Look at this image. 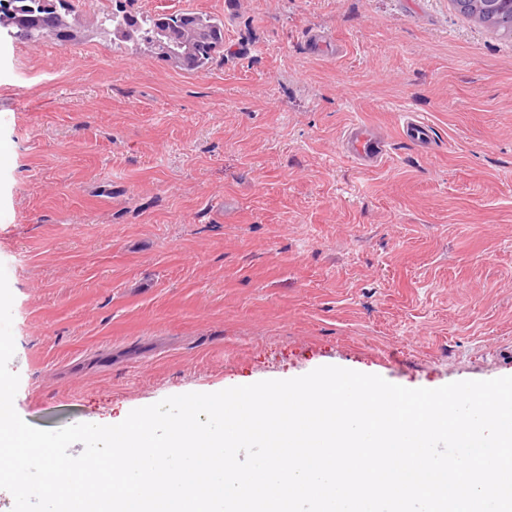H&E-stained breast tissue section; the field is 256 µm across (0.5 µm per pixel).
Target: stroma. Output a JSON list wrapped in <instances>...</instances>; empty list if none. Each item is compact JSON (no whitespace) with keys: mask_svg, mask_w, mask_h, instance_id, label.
I'll return each instance as SVG.
<instances>
[{"mask_svg":"<svg viewBox=\"0 0 512 512\" xmlns=\"http://www.w3.org/2000/svg\"><path fill=\"white\" fill-rule=\"evenodd\" d=\"M71 2L204 14L223 43L191 71L88 23L0 44L26 423L326 365L407 388L512 376V38L451 0ZM313 28L341 52L309 51ZM353 122L388 138L377 168L340 154ZM401 132L406 141L416 145H425L430 139L431 129L423 119L408 114L404 119Z\"/></svg>","mask_w":512,"mask_h":512,"instance_id":"obj_1","label":"stroma"}]
</instances>
